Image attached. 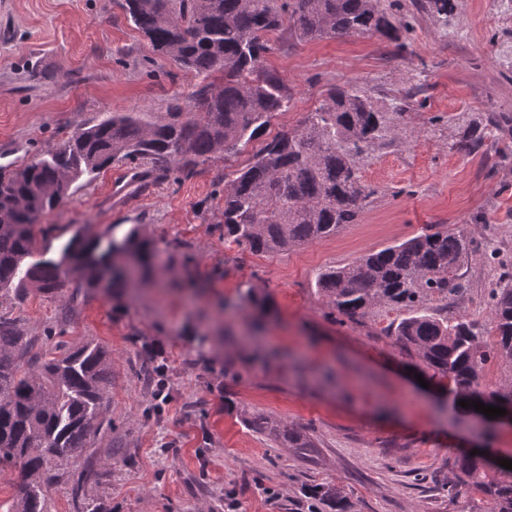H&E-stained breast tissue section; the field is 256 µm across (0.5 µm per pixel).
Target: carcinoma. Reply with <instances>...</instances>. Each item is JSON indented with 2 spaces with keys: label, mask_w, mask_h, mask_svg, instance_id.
<instances>
[{
  "label": "carcinoma",
  "mask_w": 512,
  "mask_h": 512,
  "mask_svg": "<svg viewBox=\"0 0 512 512\" xmlns=\"http://www.w3.org/2000/svg\"><path fill=\"white\" fill-rule=\"evenodd\" d=\"M128 20L152 50L196 78L185 102L175 101L160 119L141 112H112L79 129L59 148L21 165L0 166V471L17 468L21 484L8 512H49L48 492L69 487L75 512H112L90 499L87 486L108 470L74 471L105 436L117 433L110 411L112 357L103 346L68 347L52 333L34 349L16 305L34 288L55 293L65 278L71 298L101 288L118 300L131 275L153 276L155 240L133 225L122 237L79 230L59 257L35 258L44 248L34 226L84 176L115 163L144 162L132 181L144 190L170 178H188L198 167L238 154L259 138L291 93L283 77L264 65L277 32L300 42L380 36L401 39L380 0H122ZM389 121L366 92L352 85L332 88L325 102L296 127L255 150L224 184V240L253 254L275 255L330 238L355 224L375 190L358 166L367 148L386 136ZM473 249L464 234L430 229L368 253L316 277L331 319L359 321L377 304L408 311L384 332L453 406L481 401L512 415V382L496 389L484 383L492 363H512V272L490 293L491 316L480 324L448 319L431 304L466 292L458 270ZM245 306L259 313L268 298L247 289ZM135 374L157 380L165 364L145 349ZM254 433L298 456L315 447L307 432L260 412L240 411ZM448 497L477 492L486 512H512V470L488 452L455 456ZM310 512H351L344 488L332 482L305 485Z\"/></svg>",
  "instance_id": "cac0c4a2"
}]
</instances>
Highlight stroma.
Wrapping results in <instances>:
<instances>
[{"mask_svg":"<svg viewBox=\"0 0 512 512\" xmlns=\"http://www.w3.org/2000/svg\"><path fill=\"white\" fill-rule=\"evenodd\" d=\"M382 5L406 28L402 41L277 34L265 58L292 95L265 138L298 125L338 85L390 113L388 135L359 160L375 191L359 223L273 256L225 241L215 175L245 165L247 150L135 195L128 166L113 165L42 216L58 244L80 228L120 237L143 224L158 245L155 279L122 302H70L68 282L52 296L30 292L15 310L27 335L58 327L70 345L112 354L126 457L100 450L111 474L93 495L114 512H307L300 488L311 481L343 485L354 512H483L481 496L452 501L441 486L458 451L512 454V427L489 431L439 406L437 388L418 383L413 360L384 333L401 311L382 304L359 322L328 320L315 278L442 226L475 249L459 270L466 293L435 311L488 320L489 293L512 268V126L490 122L512 116V0H451L444 16L427 0ZM193 82L127 23L121 0H0V165L28 162L108 112L161 117ZM472 133L481 145L469 151ZM175 239L191 244L190 261L171 260ZM249 288L270 296L272 313L242 306ZM143 339L169 367L168 399L154 411L131 371ZM240 407L306 430L311 457L272 447L243 425Z\"/></svg>","mask_w":512,"mask_h":512,"instance_id":"1","label":"stroma"}]
</instances>
